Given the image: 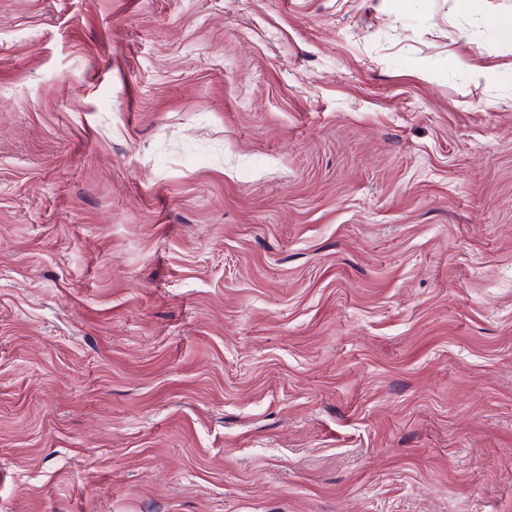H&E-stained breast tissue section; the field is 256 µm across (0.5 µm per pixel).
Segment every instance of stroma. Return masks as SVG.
Masks as SVG:
<instances>
[{
    "instance_id": "stroma-1",
    "label": "stroma",
    "mask_w": 512,
    "mask_h": 512,
    "mask_svg": "<svg viewBox=\"0 0 512 512\" xmlns=\"http://www.w3.org/2000/svg\"><path fill=\"white\" fill-rule=\"evenodd\" d=\"M512 0H0V512H512Z\"/></svg>"
}]
</instances>
